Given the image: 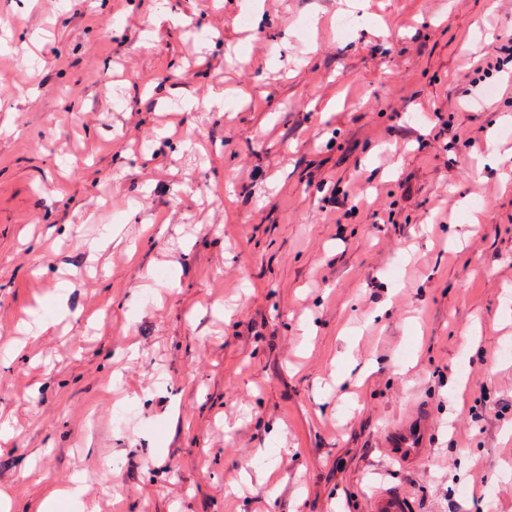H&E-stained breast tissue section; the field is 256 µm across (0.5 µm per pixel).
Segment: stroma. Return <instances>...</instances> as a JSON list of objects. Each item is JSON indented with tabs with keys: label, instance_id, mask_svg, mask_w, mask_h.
<instances>
[{
	"label": "stroma",
	"instance_id": "obj_1",
	"mask_svg": "<svg viewBox=\"0 0 512 512\" xmlns=\"http://www.w3.org/2000/svg\"><path fill=\"white\" fill-rule=\"evenodd\" d=\"M509 37L512 0H0L10 512L75 475L96 512H512V408L473 419L512 398V86L472 73ZM443 100L465 161L399 136ZM429 425L415 418L391 427L381 448L402 465L415 463L428 446ZM408 503L400 491L383 489L373 498L370 512H410Z\"/></svg>",
	"mask_w": 512,
	"mask_h": 512
}]
</instances>
